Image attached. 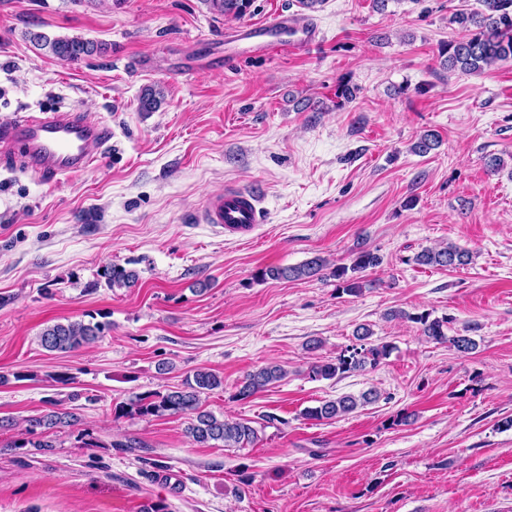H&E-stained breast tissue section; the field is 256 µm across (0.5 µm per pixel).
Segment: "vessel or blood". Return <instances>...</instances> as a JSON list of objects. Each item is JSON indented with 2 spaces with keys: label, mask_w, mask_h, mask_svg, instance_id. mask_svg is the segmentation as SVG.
I'll return each instance as SVG.
<instances>
[{
  "label": "vessel or blood",
  "mask_w": 512,
  "mask_h": 512,
  "mask_svg": "<svg viewBox=\"0 0 512 512\" xmlns=\"http://www.w3.org/2000/svg\"><path fill=\"white\" fill-rule=\"evenodd\" d=\"M320 28L299 25L285 14L262 23L239 26L227 40L245 51L263 55L296 53L319 43ZM111 138L103 124L88 122L77 112L27 116L0 129V148L21 150L28 166L51 180H68L85 173L98 160ZM200 221L230 235H246L262 221L255 194L235 187L209 197Z\"/></svg>",
  "instance_id": "vessel-or-blood-1"
}]
</instances>
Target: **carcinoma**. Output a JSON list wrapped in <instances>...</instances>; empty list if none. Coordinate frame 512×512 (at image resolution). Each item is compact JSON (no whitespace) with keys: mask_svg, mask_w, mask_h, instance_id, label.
Segmentation results:
<instances>
[{"mask_svg":"<svg viewBox=\"0 0 512 512\" xmlns=\"http://www.w3.org/2000/svg\"><path fill=\"white\" fill-rule=\"evenodd\" d=\"M220 14L240 18L246 15L251 0H209ZM484 9L471 13L460 12L452 17L466 35L460 40L450 41L439 48L444 57L443 64L450 70L459 69L469 74H479L485 68L498 61L512 60V0H481ZM33 45L58 60L72 63L87 57L107 52V45L83 37H51L43 32H27ZM162 102V93L152 87L144 89L139 98L142 112L156 111ZM471 252L460 246L448 244L440 247H426L415 257L417 264L428 267L458 268L471 263ZM326 264V259L315 257L299 266L270 267L257 273L260 280H298L317 275ZM380 264V257L371 250L361 249L350 265L335 268L332 276L337 287L348 295H357L365 288L362 272ZM104 277L111 288H131L138 282V275L124 267L110 266L104 271ZM393 318H410L421 325V335L428 341L450 342L462 352L475 349L476 343L468 336L448 337L445 333L448 320L430 318V314L409 315L402 310L389 313ZM105 325L100 322L83 320L56 323L48 326L39 334L41 346L48 351H74L98 341L104 333ZM389 354L388 345H371L357 350L349 356H341L336 362L318 364L310 367L309 375L315 379H330L339 373L352 370H364L375 367ZM286 371L278 364H267L247 374L239 390L243 397H249L265 387L280 381ZM224 381L214 372L197 370L192 379L186 381L184 389L155 393L135 400V409L142 416L187 414L191 422L186 428L190 442L198 447H209L221 442L227 448H247L258 439L257 429L246 420L224 419L210 411L202 409L201 396L222 387ZM380 394L368 390L360 396L342 395L327 400L321 405L305 411L308 419L329 421L350 414L360 407L376 402ZM52 409L39 417L27 420L28 439L18 444L23 448L30 444L34 448H51L53 442L49 432L55 428L69 425L76 419L75 413L56 407L48 401Z\"/></svg>","mask_w":512,"mask_h":512,"instance_id":"carcinoma-1","label":"carcinoma"}]
</instances>
